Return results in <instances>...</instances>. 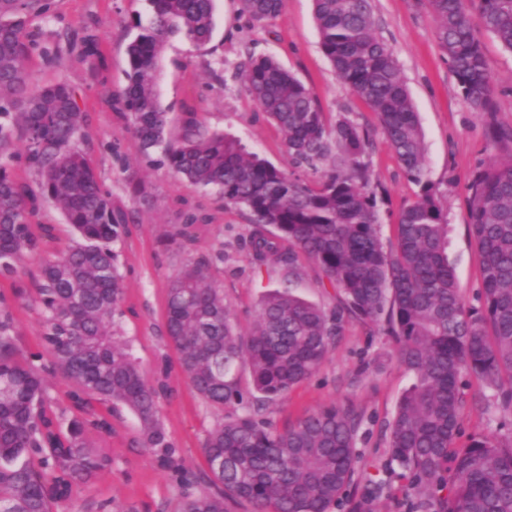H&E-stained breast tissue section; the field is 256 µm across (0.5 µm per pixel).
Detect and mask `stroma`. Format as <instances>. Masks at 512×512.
<instances>
[{
  "mask_svg": "<svg viewBox=\"0 0 512 512\" xmlns=\"http://www.w3.org/2000/svg\"><path fill=\"white\" fill-rule=\"evenodd\" d=\"M149 13L147 0H53L49 16L32 20L37 43L26 66L37 83L67 82L79 94L85 116L87 153L101 180L131 215L127 232L116 243L123 276L125 315L119 338L126 342L146 378H154L168 359L175 394L160 404L163 425L192 469L204 467L202 444L215 417L188 387L176 365L177 353L163 335L168 284L191 259L210 260L212 274L224 289V304L241 331H249L263 294L277 288L279 267L254 270L245 238L247 215L227 205L216 190L175 176L167 167L148 164L131 130L123 100L128 86L126 44L136 17ZM375 29L393 50L420 115L427 175L448 218V261L456 270L466 305H477L480 259L469 230L468 196L473 172L480 166L512 162V54L486 32H479L487 67L495 81L494 113L479 112L461 97L448 59L435 36L426 0H373ZM95 38L98 53L87 59L82 39ZM58 55L57 64L45 61ZM270 55L292 72L318 100L328 119L345 116L368 132L366 160L378 186L383 243L394 239L396 216L414 199L411 182L384 142L376 114L338 79L320 48L313 0H284L280 15L256 23L238 11V0H215L214 32L203 45L169 38L159 61V92L179 139L183 121L195 117L200 134L236 137L249 151L276 166L293 170L303 182L313 176L293 168L279 129L265 119L252 100L244 77L224 79L225 64L243 63L248 55ZM496 123L500 139L487 137ZM195 215L196 240L181 248L168 243V225ZM412 376L394 355V343L382 327L345 319L341 332L315 375L268 405L266 416L277 429L296 423L318 408L334 404L352 409L360 419L355 482L380 483L376 512H407L411 495L402 469L392 464L388 426ZM462 424L465 434L500 438L512 434V411L503 410L492 390L467 377ZM112 467L75 490L65 512H171L179 494L168 473L137 444L139 424L130 412L112 418Z\"/></svg>",
  "mask_w": 512,
  "mask_h": 512,
  "instance_id": "35a3bbf8",
  "label": "stroma"
}]
</instances>
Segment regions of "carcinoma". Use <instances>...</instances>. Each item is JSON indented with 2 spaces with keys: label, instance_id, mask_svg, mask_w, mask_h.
Here are the masks:
<instances>
[{
  "label": "carcinoma",
  "instance_id": "obj_1",
  "mask_svg": "<svg viewBox=\"0 0 512 512\" xmlns=\"http://www.w3.org/2000/svg\"><path fill=\"white\" fill-rule=\"evenodd\" d=\"M470 0H427L440 48L469 104L493 111L494 85L472 24ZM126 46L124 107L143 150L160 148L173 173L216 189L249 213L251 265L283 270L257 321L244 334L224 305L206 259L189 261L169 284L165 338L179 352L190 388L215 416L203 442L206 468L193 471L168 438L160 402L174 393L169 363L147 381L131 349L116 338L124 290L111 245L127 230L123 207L78 143L84 116L65 82L39 85L25 66L34 49L32 17L52 0H0V277L14 280L13 301L36 307L42 350L15 342L12 305L0 293V512H58L72 487L112 469V410H129L138 443L181 489L173 512H328L344 503L356 474L357 416L331 404L282 430L266 404L288 395L324 362L344 318L384 326L414 381L389 424L391 461L405 472L409 512H512V437L471 434L461 411L463 374L493 389L512 409V163L478 170L469 185L471 234L481 261L480 306L469 308L448 264V219L427 178L422 130L398 62L376 34L372 0H314L320 48L339 79L378 116L388 147L419 186L399 212L384 248L377 194L364 156L368 135L345 117L326 118L317 99L273 58L248 57L249 92L281 130L288 155L317 179L302 183L219 133L197 135L189 118L181 140L166 139L169 113L157 90L165 42L180 35L204 44L214 0H148ZM283 0H240L256 22L274 20ZM484 31L512 52V0H476ZM24 156L39 177L34 191L11 163ZM44 203L60 208L77 237L50 250L51 225L30 224ZM195 224H174L169 238L189 245ZM39 262L34 295L17 265ZM337 290L326 309L291 286L303 261ZM246 359L251 388L235 369ZM68 382V404L53 408L45 374ZM242 413L224 416V407ZM380 486L363 485L348 512H376Z\"/></svg>",
  "mask_w": 512,
  "mask_h": 512
}]
</instances>
